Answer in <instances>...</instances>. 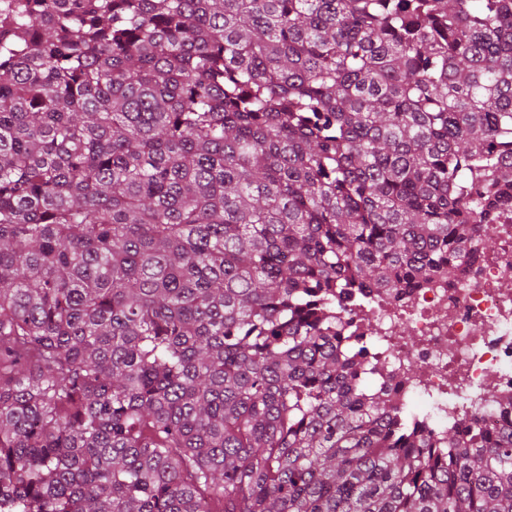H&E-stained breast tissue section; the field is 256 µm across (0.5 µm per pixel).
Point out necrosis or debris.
<instances>
[{
  "mask_svg": "<svg viewBox=\"0 0 512 512\" xmlns=\"http://www.w3.org/2000/svg\"><path fill=\"white\" fill-rule=\"evenodd\" d=\"M497 248L468 264L454 283L369 289L342 322L371 337L370 376L405 403L426 399L429 435L481 418L512 419V207L497 220Z\"/></svg>",
  "mask_w": 512,
  "mask_h": 512,
  "instance_id": "necrosis-or-debris-1",
  "label": "necrosis or debris"
}]
</instances>
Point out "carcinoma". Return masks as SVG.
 Listing matches in <instances>:
<instances>
[{"instance_id": "obj_1", "label": "carcinoma", "mask_w": 512, "mask_h": 512, "mask_svg": "<svg viewBox=\"0 0 512 512\" xmlns=\"http://www.w3.org/2000/svg\"><path fill=\"white\" fill-rule=\"evenodd\" d=\"M512 0H0V512H512L363 387L348 288L512 204Z\"/></svg>"}]
</instances>
